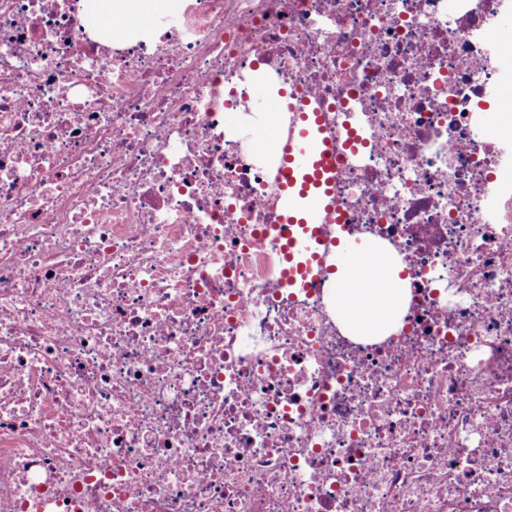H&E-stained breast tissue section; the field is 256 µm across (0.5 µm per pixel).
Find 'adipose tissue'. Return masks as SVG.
Listing matches in <instances>:
<instances>
[{
	"mask_svg": "<svg viewBox=\"0 0 512 512\" xmlns=\"http://www.w3.org/2000/svg\"><path fill=\"white\" fill-rule=\"evenodd\" d=\"M167 0H95L93 22L108 37L120 40L128 20L144 22ZM336 314L360 335H387L408 300L401 264L379 255L369 267L353 266L348 258L336 262Z\"/></svg>",
	"mask_w": 512,
	"mask_h": 512,
	"instance_id": "ef3b65f1",
	"label": "adipose tissue"
}]
</instances>
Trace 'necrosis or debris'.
<instances>
[{
	"mask_svg": "<svg viewBox=\"0 0 512 512\" xmlns=\"http://www.w3.org/2000/svg\"><path fill=\"white\" fill-rule=\"evenodd\" d=\"M512 0H184L114 43L0 0V512H512ZM286 86L343 156L284 282ZM408 271L337 320L339 241ZM368 249L378 257L371 267L351 266L345 255L336 262V315L362 336H386L407 303V279L399 276L401 264L377 246Z\"/></svg>",
	"mask_w": 512,
	"mask_h": 512,
	"instance_id": "4bbe7bcc",
	"label": "necrosis or debris"
}]
</instances>
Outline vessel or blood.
Segmentation results:
<instances>
[{
	"instance_id": "b4317fda",
	"label": "vessel or blood",
	"mask_w": 512,
	"mask_h": 512,
	"mask_svg": "<svg viewBox=\"0 0 512 512\" xmlns=\"http://www.w3.org/2000/svg\"><path fill=\"white\" fill-rule=\"evenodd\" d=\"M297 115L294 134L287 143L258 140V147L282 152L277 179L282 192L280 223L288 227V285L296 287L315 279L319 265V224L336 211V144L324 131L321 110L305 96L281 105L271 101L268 112L278 119L282 109Z\"/></svg>"
}]
</instances>
